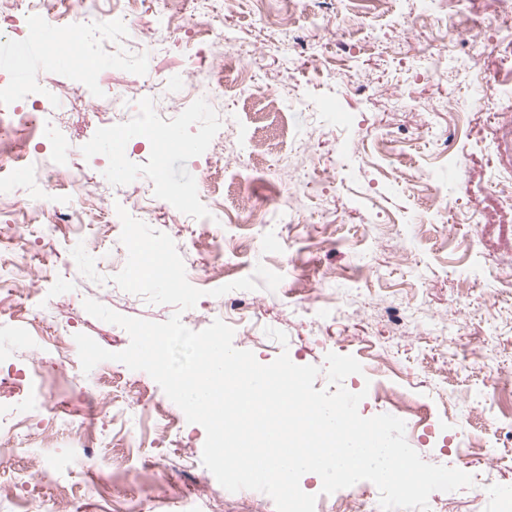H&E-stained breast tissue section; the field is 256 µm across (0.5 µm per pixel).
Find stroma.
<instances>
[{
  "label": "stroma",
  "instance_id": "obj_1",
  "mask_svg": "<svg viewBox=\"0 0 512 512\" xmlns=\"http://www.w3.org/2000/svg\"><path fill=\"white\" fill-rule=\"evenodd\" d=\"M500 0H392L385 14L357 0L354 11L337 12L326 0L314 4L292 29L268 27L256 0H188L190 27L174 25L156 51L154 66L167 76L183 74L189 46H201L198 77L212 78L211 64L234 55L257 87L279 98L270 116L263 157L239 148L248 136L260 97L226 91L222 100L194 116L189 146L171 156L166 177L172 190L194 191L200 200L235 190L277 210L292 200L302 223L280 228L251 223L247 214L224 224L170 223L166 209L151 226L174 241L189 283L203 290L196 306L180 314L200 331L218 319L220 298L212 289L252 275L256 265L280 273L276 291L249 292L252 307L231 320L233 345L252 351L262 364L288 352L298 365L324 366L334 352L354 356L363 371L347 377L353 393L365 387L399 388L411 400L408 444L428 463L454 466L449 450L474 438L482 455L463 466L474 484L454 495L436 491L431 512H471L486 466L498 469L500 488L512 490V437L497 432L475 403L496 407L500 390L512 386V36L495 18ZM468 36L473 22L485 30L477 51L457 50L439 61L443 24ZM339 32L338 42L326 37ZM137 55L121 67L99 64V81L88 87L71 67L51 62L47 86L61 93L52 108L60 135L32 141L28 153L55 166L61 181L82 171L87 199L100 221L64 224L59 238L82 235L86 254L59 252L26 235L35 208L23 190L0 206V256L26 259L22 294L46 305L44 323H31L16 300L0 301V322L16 327L0 334V365L23 369L42 361L57 386L51 405L33 408L24 437L0 441V488L10 493L9 512H57L56 489L72 490L70 512H183L184 502L216 503L217 512H276L274 503L230 494L202 463L206 433L183 423L181 434H157L139 423L141 412L168 398L154 379L116 361L90 372L69 370L46 337L83 333L101 347L120 352L126 330L88 314L92 299L131 318L163 322L174 306L153 304L123 291L112 279L124 267L117 204L141 194L142 177L157 165L155 142L125 146L130 169L115 185L108 137L138 111V99L114 98L116 87L145 83ZM458 137L449 150L440 143L449 127ZM391 150L374 152L377 140ZM224 148L225 169L211 173L215 144ZM445 203L428 209V193ZM224 241L223 278H205L213 253L202 238ZM334 278H326V271ZM311 288L350 297L334 315L306 304ZM407 303L418 316L409 334L396 336L378 315L385 304ZM283 331L287 344L268 337ZM100 440L83 448L79 436Z\"/></svg>",
  "mask_w": 512,
  "mask_h": 512
}]
</instances>
